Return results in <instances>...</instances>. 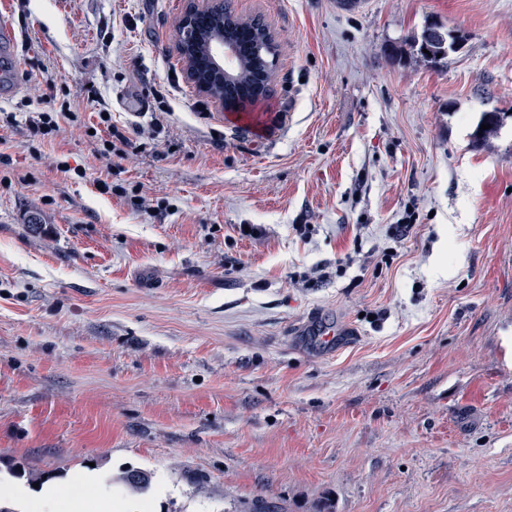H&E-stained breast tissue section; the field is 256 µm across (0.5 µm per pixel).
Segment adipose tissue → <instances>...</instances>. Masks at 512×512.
Instances as JSON below:
<instances>
[{
	"instance_id": "obj_1",
	"label": "adipose tissue",
	"mask_w": 512,
	"mask_h": 512,
	"mask_svg": "<svg viewBox=\"0 0 512 512\" xmlns=\"http://www.w3.org/2000/svg\"><path fill=\"white\" fill-rule=\"evenodd\" d=\"M21 512H143L137 500L114 497L105 472L83 468L64 480L49 481L38 489L13 485L9 491Z\"/></svg>"
}]
</instances>
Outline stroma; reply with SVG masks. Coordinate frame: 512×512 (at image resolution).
Segmentation results:
<instances>
[{"label":"stroma","instance_id":"stroma-1","mask_svg":"<svg viewBox=\"0 0 512 512\" xmlns=\"http://www.w3.org/2000/svg\"><path fill=\"white\" fill-rule=\"evenodd\" d=\"M187 3L0 0V495L92 463L153 512H512V0H229L278 45L259 136L187 81ZM429 22L447 63L388 59ZM28 121L37 134L42 136L53 134L60 128L59 119H66L70 122H76L77 117L74 112H32ZM304 330L315 334V340L321 347H340L350 339L349 336H352L351 332L344 329L326 328L314 321H308Z\"/></svg>","mask_w":512,"mask_h":512}]
</instances>
